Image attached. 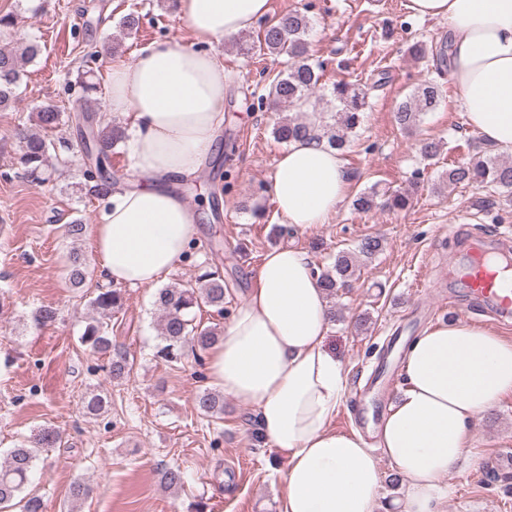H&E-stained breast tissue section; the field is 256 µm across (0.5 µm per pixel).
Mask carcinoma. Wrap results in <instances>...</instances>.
<instances>
[{
    "instance_id": "1",
    "label": "carcinoma",
    "mask_w": 512,
    "mask_h": 512,
    "mask_svg": "<svg viewBox=\"0 0 512 512\" xmlns=\"http://www.w3.org/2000/svg\"><path fill=\"white\" fill-rule=\"evenodd\" d=\"M309 27L308 17L299 11L284 14L266 24L259 45L242 48L243 54L263 53L285 55L289 59L288 69L279 74L272 82L269 97L289 108L306 101L319 88L322 66L310 62L308 43L305 36ZM42 53V46L30 41L17 54L0 49V107L14 100L15 91L20 84L23 65L36 59ZM412 53L418 59L429 57L447 62V42L438 48L422 43L412 46ZM94 70L88 69L80 76L79 84L88 101L91 95L99 91L93 81ZM332 96L337 103V120L331 126L320 125L321 137L334 148L345 147L350 134L359 126L361 114L367 107V90L346 81L333 84ZM442 98L441 85L426 81L414 89L400 103L395 120L399 127L408 132L417 129L423 114L439 105ZM36 126L31 132L21 129L17 132L22 162L26 175L40 184L45 180L48 170L59 163L56 153L55 135L63 126L62 112L55 105H45L37 109ZM310 134V124L297 116H281L273 125V136L280 143H289ZM89 137L97 147V174L83 171L88 193L105 197L112 187L108 176L109 158L112 150L126 139L125 128L117 123L102 124L93 122ZM474 155L448 168L445 181L450 185L477 184L506 199L512 198V162L502 161L486 154L475 142L468 143ZM440 142L425 138L420 141L419 152L423 161L431 162L441 154ZM412 203V195L404 190L384 193V199L378 200L374 190L359 193L353 200L355 209L368 212L381 205L389 210L403 211ZM383 242L378 236L368 235L357 245L358 254L371 257L382 250ZM87 274V260L78 253L70 257L69 282L74 288L81 287ZM320 282L330 297L336 296L341 288L350 286L357 279L353 256L340 252L332 266L319 274ZM155 305L161 312L159 324L162 344L158 347L157 357L173 363L184 356L186 350H208L220 339L217 329L202 326L195 322L194 309L209 306L220 315L224 314V279L217 271H205L194 281L177 283L158 290ZM90 306L97 317L87 323L79 337L81 345L91 352L108 357L109 373L112 379L121 381L130 376L132 365L127 355L116 349L109 336L108 320L112 313L123 307V293L117 288L101 286L90 300ZM196 409L208 417H220L224 414V395L205 388L195 393ZM111 400L107 395L90 392L83 399V411L87 416H98L107 411ZM62 442L60 433L54 428H43L33 441V445H21L9 451L0 462V512H46L43 499L34 494L25 493L30 476L42 452L56 448ZM184 472L179 467H166L160 472L161 484L166 489H176L184 484ZM90 486L76 480L70 487L69 512H74L78 503L90 494Z\"/></svg>"
}]
</instances>
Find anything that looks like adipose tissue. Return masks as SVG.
<instances>
[{
	"label": "adipose tissue",
	"instance_id": "adipose-tissue-1",
	"mask_svg": "<svg viewBox=\"0 0 512 512\" xmlns=\"http://www.w3.org/2000/svg\"><path fill=\"white\" fill-rule=\"evenodd\" d=\"M407 8L447 22L458 104L486 143L512 152V0H408ZM268 11L269 0H177L196 47L164 41L133 63H113L107 109L131 130L138 183L108 195L92 228L103 281L152 286L181 261L198 211L164 182L195 174L224 122V67L204 46ZM270 189L285 223H326L349 189L342 150L292 141ZM329 331V304L309 256L280 246L264 255L209 352L212 382L257 409L260 436L286 462L279 512H379L381 455L400 478L393 512H443L448 476L466 457L476 420L512 392V341L464 321L425 329L404 352L405 387L372 449L359 433L328 426L347 391Z\"/></svg>",
	"mask_w": 512,
	"mask_h": 512
}]
</instances>
